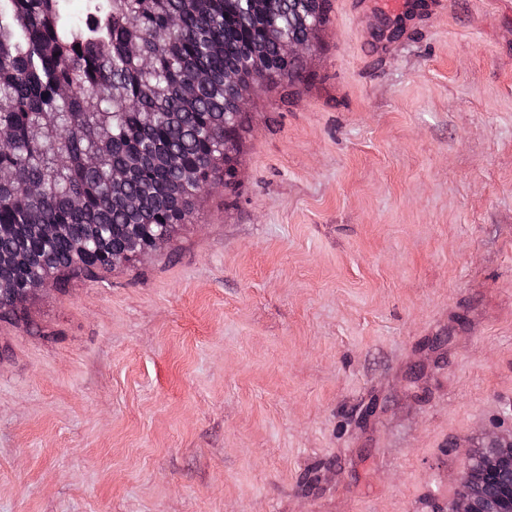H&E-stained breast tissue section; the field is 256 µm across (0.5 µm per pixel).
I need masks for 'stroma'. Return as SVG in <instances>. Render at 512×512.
Instances as JSON below:
<instances>
[{"instance_id":"obj_1","label":"stroma","mask_w":512,"mask_h":512,"mask_svg":"<svg viewBox=\"0 0 512 512\" xmlns=\"http://www.w3.org/2000/svg\"><path fill=\"white\" fill-rule=\"evenodd\" d=\"M329 0L166 247L0 319V512H448L512 431V0Z\"/></svg>"}]
</instances>
